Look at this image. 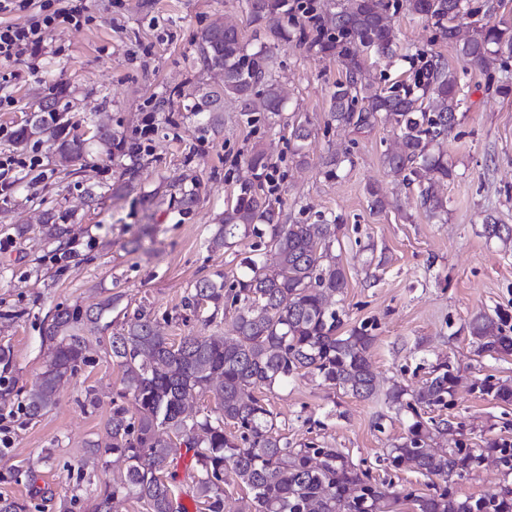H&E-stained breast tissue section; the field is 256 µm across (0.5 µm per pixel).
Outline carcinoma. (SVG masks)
I'll use <instances>...</instances> for the list:
<instances>
[{
    "label": "carcinoma",
    "instance_id": "obj_1",
    "mask_svg": "<svg viewBox=\"0 0 512 512\" xmlns=\"http://www.w3.org/2000/svg\"><path fill=\"white\" fill-rule=\"evenodd\" d=\"M491 0H338L336 11L318 12L314 0H247L249 22L281 25L301 13L315 15L311 31L280 29L282 38L307 46L316 54L336 58L344 79L330 96L329 123L357 132L382 123L391 128L393 145L383 164L406 185H417L420 207L431 218L448 215V201L435 185L453 176L443 143L459 124L461 86L456 71L432 50L400 51L390 12L404 10L431 25L436 36L456 47L469 65L489 69L512 58V21H484L496 10ZM197 61L205 72L221 68L224 83H202L186 94V110L204 132L222 124L224 97L242 102L243 113L264 114L274 124L282 118L284 97L272 76L273 57L263 43L248 47L240 27L212 22L195 38ZM373 55L389 65L418 59L412 82L372 87L365 79V58ZM69 122L51 105L38 106L36 118L18 128L13 144L25 147L46 139L64 167L80 158L86 140L69 136ZM293 153L304 158L310 131L295 119L291 125ZM94 137L108 154L130 148L106 125ZM251 177L218 215V228L207 241L210 249L226 248L249 236L260 238L261 252L243 260L244 270L228 280L224 272L197 280L183 299V309L212 322L231 314V329L221 335L190 334L174 340L163 335L157 320L144 308L123 314L108 337L112 362L120 370L122 391L112 401L105 438L90 444L93 463L123 468L105 484L91 505L93 512H112L118 499H133L144 512H186L179 493L169 484L171 465L186 450L194 460L193 497L199 512H394L404 498L416 512H512V488L461 499L451 485L476 470L485 454L495 453L512 472V444L489 439L482 448L432 447L447 423L421 420L418 409L447 403L459 377L446 362L438 364L425 387L404 401L406 390L395 386L388 403L412 410L415 420L404 440L388 453L390 465L409 467L444 486L431 494H400L373 483L337 448L314 442L296 448L283 436L273 412L255 392L284 387L311 374L322 382L369 399L378 393L372 371L374 337L367 327L344 329L345 311L331 300L344 294L347 279L333 246L339 225L318 216L311 224L282 223V198L274 196L270 157L254 146L246 158ZM161 184L154 195L188 209L196 187ZM42 234L49 243H68L69 227L46 216ZM115 293L93 309L58 308L44 330L48 346L44 370L26 391L25 415L36 418L52 407L61 385L90 362L83 331L97 329L104 314L119 308ZM478 349L512 354L506 335L491 314L479 313L469 323ZM494 399L512 403V388L486 379L476 385ZM206 397L213 407L202 411L195 401ZM235 474L245 496L224 491L225 475Z\"/></svg>",
    "mask_w": 512,
    "mask_h": 512
}]
</instances>
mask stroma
<instances>
[{
	"instance_id": "1",
	"label": "stroma",
	"mask_w": 512,
	"mask_h": 512,
	"mask_svg": "<svg viewBox=\"0 0 512 512\" xmlns=\"http://www.w3.org/2000/svg\"><path fill=\"white\" fill-rule=\"evenodd\" d=\"M93 22L82 29L58 26L46 53L32 65L0 64V160H34L15 168L16 182L0 201V346L13 361L0 382L10 386V401L0 402V496L27 499L40 512H58L56 501L80 496L88 512L102 474L89 460V444L102 438L121 388L107 333L90 336L92 361L65 383L55 404L39 418L26 420L21 396L42 372L47 348L42 330L55 306L87 307L121 293L129 309L145 307L157 319L182 313V300L196 280L223 271L239 274L251 255L252 239L232 248L208 250L214 217L248 175L244 159L257 144L270 148L274 178L285 202L286 224L314 222L318 215L338 218L336 252L346 272L341 302L347 326L367 324L374 338L371 361L381 388L418 391L437 364L449 363L461 378L447 405L426 410L444 420L448 432L437 447H484L486 439L512 443V403L476 390L485 378L512 386V355L479 352L467 325L481 312L500 314L512 335V241L489 236L484 219L512 227V97L493 90L500 69L465 66L454 45L437 39L431 25L407 12L392 23L401 45L428 47L450 67L463 71L467 112L448 136L452 179L439 185L448 199V216L429 218L415 192L389 176L382 155L391 140L379 124L356 132L328 127L330 95L341 67L334 58L284 42L275 28L254 31L246 0H90ZM231 17L245 35L259 33L271 48L273 75L287 99L286 115H299L311 132L305 159L293 154L285 123L249 120L241 104L224 100V125L201 132L184 109L183 91L204 82L217 85L219 71L200 72L195 38L211 21ZM67 87L57 107L71 131L87 135L93 113L104 112L114 132L134 145V156L110 161L99 147L56 169L49 143L12 144L14 132L31 120L51 86ZM350 151L351 162L338 175L326 173L328 157ZM135 166L128 179L126 166ZM200 182L191 211L169 206L148 194L159 182ZM386 195L384 211H372L370 190ZM69 226L76 255L64 258L40 232L44 210ZM25 234H17V227ZM164 334H221L224 324L190 320L165 324ZM93 386L101 403L83 409L84 388ZM280 432L292 444L316 441L341 449L377 482L393 490L428 493V480L415 470L389 465L390 448L406 436L412 414L390 407L384 394L360 399L312 376L265 392ZM48 463H40L44 451ZM25 470L21 481L9 471ZM512 487L494 459H486L458 481V496L478 497Z\"/></svg>"
}]
</instances>
